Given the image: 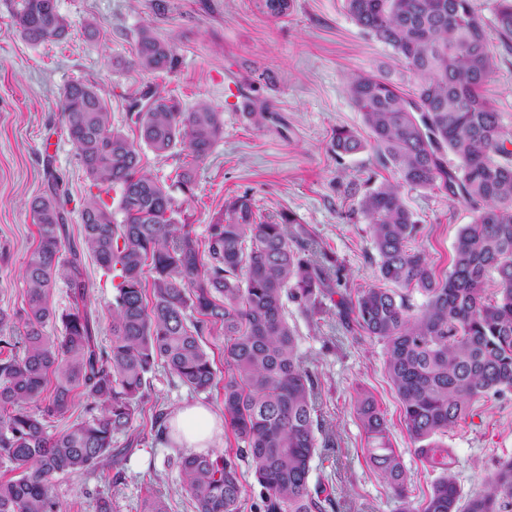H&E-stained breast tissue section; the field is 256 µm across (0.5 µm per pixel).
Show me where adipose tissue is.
I'll list each match as a JSON object with an SVG mask.
<instances>
[{"label": "adipose tissue", "mask_w": 512, "mask_h": 512, "mask_svg": "<svg viewBox=\"0 0 512 512\" xmlns=\"http://www.w3.org/2000/svg\"><path fill=\"white\" fill-rule=\"evenodd\" d=\"M169 425L172 443L197 454L208 453L222 439L220 421L209 408L202 405L178 408L173 412Z\"/></svg>", "instance_id": "adipose-tissue-1"}]
</instances>
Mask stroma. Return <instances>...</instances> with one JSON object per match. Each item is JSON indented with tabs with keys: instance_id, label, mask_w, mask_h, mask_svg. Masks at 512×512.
<instances>
[{
	"instance_id": "35a3bbf8",
	"label": "stroma",
	"mask_w": 512,
	"mask_h": 512,
	"mask_svg": "<svg viewBox=\"0 0 512 512\" xmlns=\"http://www.w3.org/2000/svg\"><path fill=\"white\" fill-rule=\"evenodd\" d=\"M485 19L493 74L485 97L512 131V52L500 45L492 22L494 0H473ZM13 0H0V309L15 312L26 301L24 262L37 245L30 201L43 193L48 174L68 194V222L80 233V203L89 181L63 125L58 100L64 86L82 79L95 84L106 101L113 127L133 134L132 105L150 90L173 96L183 109L211 104L224 118V135L196 167L194 195L186 215L197 236L234 196L247 193L260 215L293 216L307 228L322 252L344 266L347 291L379 286L377 255L370 226L352 221L359 193L380 183H397L392 168L377 164L372 147L343 157L331 150L333 128L348 127L361 138L369 131L348 95L359 74L384 75L403 92L412 80L391 49L363 32L344 8V0H292L286 16L272 19L259 0H57L69 24L67 38L34 46L14 24ZM98 29L88 38L87 25ZM173 44L177 63L167 73L119 67L129 60L141 29ZM247 87L249 113L233 111L225 83ZM401 194L422 227L417 239L437 276L451 268L460 227L472 211L437 189L402 188ZM87 306L97 316L98 339L108 342L112 279L93 260L85 262ZM288 321L300 338V350L318 383L324 425L336 437L320 449L311 477L329 482L338 512H398L399 503L368 466L369 446L355 404L370 394L384 412L392 447L403 456L413 500H420L435 479L422 467L405 428L401 404L384 368L382 343L355 338L334 313L307 318L289 308ZM148 403L173 412L184 403H201L223 415V390L194 393L164 365L149 375ZM453 448L463 497L482 490L499 460L512 458V395L473 403L469 416L444 436ZM124 474L114 480L110 465L84 474L59 475L54 494L62 512H96L98 498L114 512H142L148 489L160 491L170 512H194L182 492L179 470L169 465L178 450L170 444L128 446Z\"/></svg>"
}]
</instances>
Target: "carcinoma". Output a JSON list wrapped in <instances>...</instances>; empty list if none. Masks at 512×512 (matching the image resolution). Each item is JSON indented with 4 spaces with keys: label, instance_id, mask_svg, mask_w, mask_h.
Segmentation results:
<instances>
[{
    "label": "carcinoma",
    "instance_id": "1",
    "mask_svg": "<svg viewBox=\"0 0 512 512\" xmlns=\"http://www.w3.org/2000/svg\"><path fill=\"white\" fill-rule=\"evenodd\" d=\"M345 10L414 79L409 98L385 77L359 75L349 83L377 162L392 166L401 185L436 187L472 210L448 275L436 277L424 253L411 247L421 225L400 185L370 189L357 209L370 224L378 276L389 288L340 291L342 267L327 254L315 255L309 230L291 216L262 218L247 193L228 201L199 239L181 221L182 206L193 195L195 166L224 133L221 113L206 102L184 111L173 97L149 92L135 104L134 141L112 126L94 84L68 83L59 98L62 120L97 192L83 201L77 243L65 224L70 199L56 184L31 202L39 241L23 268L27 307L0 311V459L18 470L0 479V512H61L54 477L87 473L108 459L122 479L126 449L112 443L143 412L156 364L193 392L218 385L208 336L224 338V421L237 448L176 458L195 512H241L244 463L259 488L253 512H336L330 485L311 483L313 458L332 439L317 382L288 322L290 304L312 319L329 302L341 322L383 343L409 438L424 467L437 474L428 494L413 503L387 419L372 397L360 396L356 414L376 444L368 449L370 466L402 503L399 512H512V460L464 501L453 450L441 441L473 402L512 392V134L482 93L492 73L486 23L472 0H345ZM13 15L32 44L67 36L56 0H15ZM494 25L512 51V0H496ZM175 61L173 45L145 28L129 64L164 73ZM143 147L159 156L180 147L191 162L168 184L144 170ZM332 148L342 156L364 144L338 127ZM449 153L457 160L453 168ZM113 190L115 208L104 199ZM85 254L119 279L107 346L99 344L83 307ZM60 281L73 304L58 315L50 298ZM414 289L425 297L419 307ZM16 317L23 319L20 330ZM57 320L62 334L47 335V324ZM78 391L87 397L83 414L48 434L50 422L69 419ZM167 430V414L152 413V442L165 440ZM147 492L143 512H169L158 491Z\"/></svg>",
    "mask_w": 512,
    "mask_h": 512
}]
</instances>
